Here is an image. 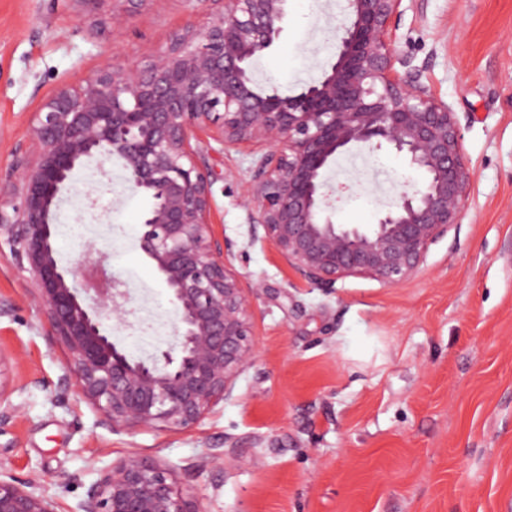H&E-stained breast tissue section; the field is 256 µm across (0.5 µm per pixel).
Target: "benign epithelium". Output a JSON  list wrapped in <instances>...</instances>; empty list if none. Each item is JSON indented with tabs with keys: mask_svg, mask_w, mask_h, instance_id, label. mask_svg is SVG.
<instances>
[{
	"mask_svg": "<svg viewBox=\"0 0 512 512\" xmlns=\"http://www.w3.org/2000/svg\"><path fill=\"white\" fill-rule=\"evenodd\" d=\"M402 0H350L336 60L293 96L259 89L258 53L283 31L288 0H206L189 26L142 67H104L63 83L27 124L39 147L16 153L0 176V245L27 262L46 325L66 355L58 387L75 389L114 428L188 429L232 397L255 365L251 322L259 286L245 288L210 224L212 172L196 130L225 148L255 149L243 201L252 232L309 284L327 291L347 277L396 286L417 275L429 247L459 223L471 173L462 134L422 70L395 50L391 18ZM387 144L423 181L400 192L375 224H336L325 215L324 173L354 147ZM122 160L125 183L149 206L139 248L154 265L177 319L175 346L132 358L112 339L127 322V293L113 282L93 297L80 268L57 258V215L74 172L91 158ZM0 512H56L33 481L0 477ZM76 512H201L187 508L171 469L128 453L98 470Z\"/></svg>",
	"mask_w": 512,
	"mask_h": 512,
	"instance_id": "benign-epithelium-1",
	"label": "benign epithelium"
}]
</instances>
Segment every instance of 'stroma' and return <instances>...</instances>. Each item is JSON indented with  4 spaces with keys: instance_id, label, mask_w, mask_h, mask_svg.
I'll return each instance as SVG.
<instances>
[{
    "instance_id": "obj_1",
    "label": "stroma",
    "mask_w": 512,
    "mask_h": 512,
    "mask_svg": "<svg viewBox=\"0 0 512 512\" xmlns=\"http://www.w3.org/2000/svg\"><path fill=\"white\" fill-rule=\"evenodd\" d=\"M0 0V173L31 149L27 119L60 83L140 66L205 18L203 0ZM349 0H289L276 44L255 60L260 88L294 95L334 61ZM399 55L451 106L472 178L461 218L421 271L389 287L302 281L242 205L253 156L199 134L212 170L211 224L245 285L259 286L255 366L234 399L190 429H114L60 394L61 345L19 257L0 251V471L37 482L75 512L99 469L129 452L162 460L205 512H512V0H403ZM75 172L58 213L62 264L87 244L127 284L130 308L176 313L138 247L148 201L120 160ZM422 174L389 146L337 157L325 172L334 222L374 224ZM212 456H205V449ZM241 458L225 462L223 450Z\"/></svg>"
}]
</instances>
